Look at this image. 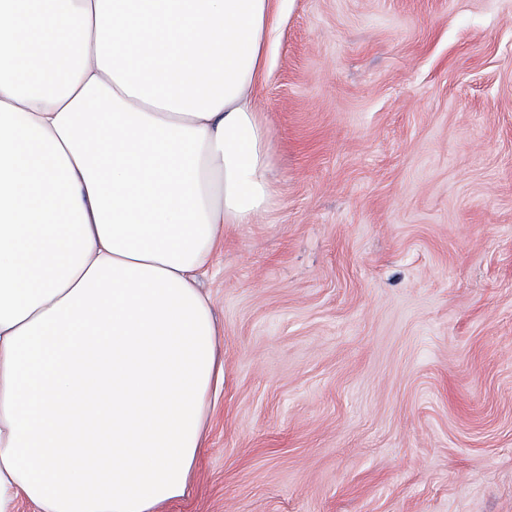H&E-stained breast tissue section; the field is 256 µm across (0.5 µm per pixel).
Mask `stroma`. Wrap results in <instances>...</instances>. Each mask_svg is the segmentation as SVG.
I'll use <instances>...</instances> for the list:
<instances>
[{"label":"stroma","mask_w":512,"mask_h":512,"mask_svg":"<svg viewBox=\"0 0 512 512\" xmlns=\"http://www.w3.org/2000/svg\"><path fill=\"white\" fill-rule=\"evenodd\" d=\"M275 193L202 280L224 387L162 512H512V0H274Z\"/></svg>","instance_id":"35a3bbf8"}]
</instances>
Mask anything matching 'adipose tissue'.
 Returning <instances> with one entry per match:
<instances>
[{
  "mask_svg": "<svg viewBox=\"0 0 512 512\" xmlns=\"http://www.w3.org/2000/svg\"><path fill=\"white\" fill-rule=\"evenodd\" d=\"M271 0H0V512H160L224 379L198 276L271 203Z\"/></svg>",
  "mask_w": 512,
  "mask_h": 512,
  "instance_id": "ef3b65f1",
  "label": "adipose tissue"
}]
</instances>
